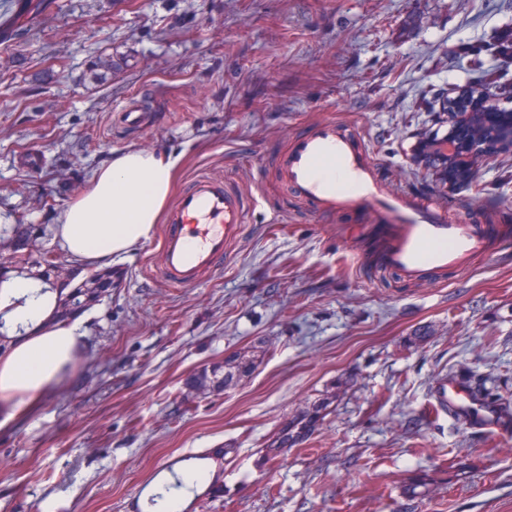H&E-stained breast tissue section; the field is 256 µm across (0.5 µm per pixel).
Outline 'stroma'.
Here are the masks:
<instances>
[{
  "instance_id": "stroma-1",
  "label": "stroma",
  "mask_w": 512,
  "mask_h": 512,
  "mask_svg": "<svg viewBox=\"0 0 512 512\" xmlns=\"http://www.w3.org/2000/svg\"><path fill=\"white\" fill-rule=\"evenodd\" d=\"M512 0H0V225L64 208L115 150L181 155L178 188L227 176L252 210L195 288L152 277L158 240L112 264V299L84 313L65 385L0 428V512H145L182 457L224 451V496L190 512H512V430L432 410L449 370L512 394V245L433 284L365 261L357 223L325 224L262 165L307 123L364 136L387 183L512 225V155L447 195L410 158L440 96L512 79L486 51ZM152 129L124 126L130 94ZM425 341L416 342V333ZM260 348L206 396L185 382ZM329 401L314 432L268 459L273 434Z\"/></svg>"
}]
</instances>
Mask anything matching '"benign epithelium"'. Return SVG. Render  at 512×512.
I'll use <instances>...</instances> for the list:
<instances>
[{
	"mask_svg": "<svg viewBox=\"0 0 512 512\" xmlns=\"http://www.w3.org/2000/svg\"><path fill=\"white\" fill-rule=\"evenodd\" d=\"M510 93L512 81L497 84L492 91L468 88L452 99L443 97L435 121L449 125L448 133L442 137L436 130L419 133L420 149L411 162L438 172L440 183L450 189L470 187L482 162L504 148L496 134L500 121L512 114L498 109L495 99Z\"/></svg>",
	"mask_w": 512,
	"mask_h": 512,
	"instance_id": "obj_1",
	"label": "benign epithelium"
}]
</instances>
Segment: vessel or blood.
<instances>
[{"mask_svg": "<svg viewBox=\"0 0 512 512\" xmlns=\"http://www.w3.org/2000/svg\"><path fill=\"white\" fill-rule=\"evenodd\" d=\"M266 165L317 215L367 217L372 262L412 282L427 284L434 273L463 269L490 253L496 240L512 238L510 225L479 223L476 208H460L450 219L433 202L393 188L380 178L369 148L332 119L317 120ZM257 206L233 180L196 176L169 217L153 272L171 288L198 286L227 256ZM433 404L490 433L507 429L497 403L475 395L465 379L438 382Z\"/></svg>", "mask_w": 512, "mask_h": 512, "instance_id": "vessel-or-blood-1", "label": "vessel or blood"}]
</instances>
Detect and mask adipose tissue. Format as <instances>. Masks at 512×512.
<instances>
[{
  "mask_svg": "<svg viewBox=\"0 0 512 512\" xmlns=\"http://www.w3.org/2000/svg\"><path fill=\"white\" fill-rule=\"evenodd\" d=\"M180 159L163 150L127 148L98 166L86 189L69 202L56 236L73 260L105 263L121 258L156 233ZM14 302L11 320L22 331L0 357V427L27 414L62 383L80 350L81 321L50 325L51 295H38L30 280L0 288Z\"/></svg>",
  "mask_w": 512,
  "mask_h": 512,
  "instance_id": "obj_1",
  "label": "adipose tissue"
}]
</instances>
